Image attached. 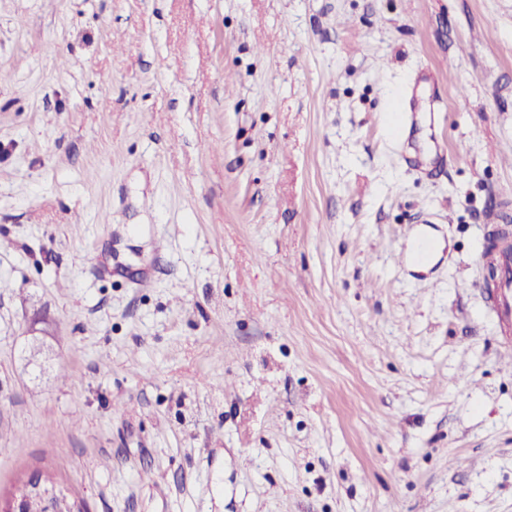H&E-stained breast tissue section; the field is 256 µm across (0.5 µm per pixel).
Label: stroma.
Listing matches in <instances>:
<instances>
[{"mask_svg": "<svg viewBox=\"0 0 512 512\" xmlns=\"http://www.w3.org/2000/svg\"><path fill=\"white\" fill-rule=\"evenodd\" d=\"M0 73L1 498L512 512V0H0ZM480 260L484 265H496L501 270V279L495 288H489L490 300L499 319L512 324V251L500 250L490 254L482 253ZM32 473L33 472L28 474L29 478L26 481L20 483L15 488L12 495L0 500L1 512H25V503L28 497L32 494H39L44 499L45 504L48 507L47 512H68L67 506H69V508H74L71 509V511L76 512L75 509L78 507L73 502L74 497L71 496L68 491L57 485H66L62 478L50 472H46L49 479L52 482L57 483L49 484L45 482L38 473ZM67 487L75 496H77L69 486Z\"/></svg>", "mask_w": 512, "mask_h": 512, "instance_id": "35a3bbf8", "label": "stroma"}]
</instances>
